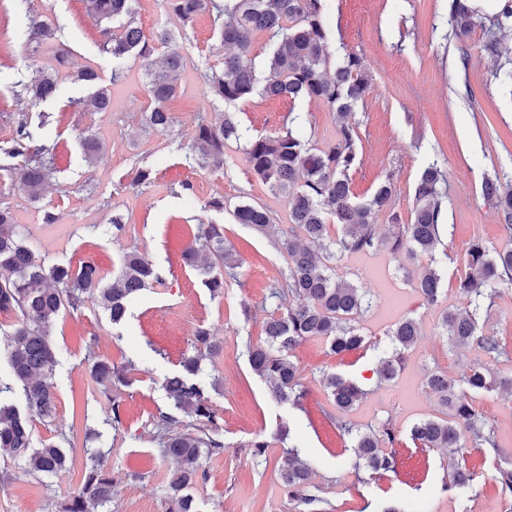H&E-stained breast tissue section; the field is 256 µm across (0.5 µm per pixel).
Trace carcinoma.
<instances>
[{
  "label": "carcinoma",
  "instance_id": "1",
  "mask_svg": "<svg viewBox=\"0 0 512 512\" xmlns=\"http://www.w3.org/2000/svg\"><path fill=\"white\" fill-rule=\"evenodd\" d=\"M86 11L105 23L102 51L112 56V81L123 76L122 60L135 54L146 61L151 109L150 127L165 131L172 123L167 103L177 92V76L184 56L171 44L175 32L162 29L148 40L138 26L133 0H83ZM167 7L184 23L209 10L218 23L224 46L220 66H211L205 74L211 93L227 104H235L255 94L269 98L304 99L321 102L336 112V139L316 147L303 139L298 130L300 117H292L282 130L271 136L246 135L236 117L226 112L217 121L202 116L192 139L181 146L186 156L201 168L224 166V147L234 142L244 154L252 173L270 193L288 207V233L277 239V248L286 254L288 270L271 285L268 298L275 303L265 323V338L248 344V362L257 376L270 384L272 396L280 403L302 404L305 396L303 377L291 352L304 340L318 338L332 354L352 352L367 346L359 318L370 307L352 282L340 276L331 262L349 254H371L385 250L410 261L433 257L445 247L447 225L443 223V199L447 177L437 162L424 169L414 184V204L410 221L402 223L392 210L394 183L386 176L364 198L351 189L350 173L360 163L359 126L352 121L356 105L364 100L371 76L362 58L346 53L328 74V39L321 14L320 0H166ZM448 15L456 38L465 37L476 23L468 0H448ZM119 22L115 28L111 23ZM512 29V0H498V11L490 22L482 49L489 55L501 54L499 33ZM262 33L270 47L266 73L261 76L250 58L253 36ZM56 30L44 19L35 21L27 11L26 45L34 54L51 51V61L30 75L19 73L16 87L31 106L57 96L62 69L68 64V52L55 45ZM77 80L92 88V93L75 101L87 112H108L112 98L98 70L87 67ZM31 127L20 122L9 147L0 150L8 158L21 162V187L28 197L38 200L54 173L48 155L51 146L35 144L39 131L52 124L53 115L38 114ZM483 195L492 201L512 231V188L493 179L482 185ZM389 212L394 228L390 239L377 235L376 216ZM233 217L261 233L272 225L270 212L242 203L234 207ZM337 226V236L329 234L328 218ZM182 260L204 276V285L214 297L224 296L227 280L236 278L241 267L233 245L224 235V225L199 224L194 240L183 251ZM465 264L470 269L459 287L470 294L471 308L446 309L438 321L440 335L452 345H463L493 359L507 355L501 337L479 328V317L488 312L503 288L512 287V249L490 251L477 241L470 245ZM159 280L151 264L134 250L125 252L119 271L105 283L98 268L85 263L76 269L49 266L27 243L15 223L12 211L0 207V310H12L17 319L4 339V356L12 383L0 382V455L25 460L29 473L52 475L70 462L65 449L54 442L33 446L34 419H52L56 414V393L52 383L57 364L51 328L65 310H79L85 295L97 294L100 305L114 324L120 323L140 292ZM415 291L429 304L438 303L443 293V273L428 266L414 284ZM418 327L406 317L389 331L392 352L379 361V381L392 382L401 372L403 354L415 343ZM192 353L183 357L180 373L167 377L164 387L176 409L194 415L203 423L200 433L173 430L176 419L161 412L154 419L158 445L163 457L176 463L169 491L177 512H196L193 500L182 490L200 474L201 454L218 455L224 441L218 429L208 382L201 372L202 359L219 346L204 326L198 327L191 343ZM105 361L92 365V375L105 395L116 383L127 384L126 370ZM321 381L329 391L336 410L350 412L367 391L354 380L336 372L321 371ZM425 388L451 419L430 417L414 423L409 438L417 448H445L464 456L473 448L485 454L497 452L495 430L480 417L473 405L475 395L512 392V377L491 374L478 360L470 363L458 380L443 372L428 375ZM20 391L22 406L11 403V395ZM336 428L348 436L355 460L353 470L358 481L366 483L382 471L398 465L394 445L399 441L391 419L375 428L360 431L350 423L336 420ZM81 483L62 512H97L110 501L113 480L105 468L103 456L92 454L84 463ZM289 503L295 512H325L330 502L317 495L311 484V465L300 457L297 447L284 452L279 466ZM492 484L512 512V466H498ZM474 474L459 466L451 474L448 488L473 485Z\"/></svg>",
  "mask_w": 512,
  "mask_h": 512
}]
</instances>
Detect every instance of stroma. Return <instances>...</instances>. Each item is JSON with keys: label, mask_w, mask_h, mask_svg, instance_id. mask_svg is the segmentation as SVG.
Returning a JSON list of instances; mask_svg holds the SVG:
<instances>
[{"label": "stroma", "mask_w": 512, "mask_h": 512, "mask_svg": "<svg viewBox=\"0 0 512 512\" xmlns=\"http://www.w3.org/2000/svg\"><path fill=\"white\" fill-rule=\"evenodd\" d=\"M33 10L61 30L71 57V70L85 66L110 78L112 60L100 51L101 27L88 15L82 0H30ZM332 59L352 51L362 57L372 78L366 98L354 119L360 126L361 163L351 174L358 197L392 176L393 211L409 217L413 187L421 171L439 161L448 176L445 200L446 239L450 259L444 268L443 295L438 305H427L413 288V279L428 257L400 268L388 252L349 255L337 271L365 291L372 301L360 327L372 344L384 340L399 319L410 317L420 335L396 382L377 386V361L370 346L350 353H329L319 339L297 346L293 360L300 367L306 390L301 407L277 402L266 383L250 369L247 343L264 339V325L274 305L267 300L269 284L286 267L273 242L288 228V209L270 194L250 171L236 144L224 149V165L203 169L185 158L182 149L193 136L199 117L218 119L225 107L209 92L203 74L217 64L224 51L213 17L203 12L191 25H181L164 0H136V21L145 35L159 27L184 34L178 49L185 65L177 80V96L169 104L173 125L164 132L148 128L144 115L150 104L144 63L136 56L124 63L121 81L111 85L112 109L84 112L75 99L89 87L63 77L60 95L27 108L14 93V69H37L49 62L46 54L29 55L15 36L22 18L14 0H0V148L13 138L16 122L35 121L38 112H50L55 121L46 129L54 150L55 173L40 200L20 190V172L0 170V205L12 209L29 243L47 264L79 267L92 262L104 280H111L125 250L137 249L160 279L143 291L120 324H112L97 298H86L74 312L56 320L52 335L58 351L53 383L57 395L55 421L34 420L35 441L66 432L76 458L85 451L104 454L114 485L112 499L101 512H175L168 493L174 468L163 459L154 438L158 413H175L176 428L194 431L197 422L175 412L163 381L180 369L198 326L209 328L220 352L204 360L202 368L218 382L213 398L224 451L202 456V478L189 493L198 512H293L279 479V461L287 445L298 447L313 466L312 483L332 504H346L349 512H378L383 499L411 502L419 512H504L503 501L492 488L496 464L512 463V396L482 394L475 409L495 429L499 448L492 458L471 451L465 466L476 475L473 487L446 491L455 466L447 451L417 448L407 433L416 421L439 415L437 402L423 390L434 371L460 378L478 359L475 350L450 345L437 328L443 308L466 309L468 297L459 282L468 269L465 254L473 241L489 248H512V233L502 216L484 197L485 179L512 183V87L494 81L497 58L483 52L484 27L494 15L483 7L465 41L449 39L448 0H321ZM248 134L273 135L286 124L289 113L306 118L304 136L316 145L336 137L337 116L306 100L253 96L229 107ZM92 136L103 145L93 163L81 158L80 141ZM151 172V181L138 185V168ZM219 198L223 210L207 209ZM247 201L268 209L271 233L261 234L235 223L232 211ZM54 212L53 224L42 221ZM392 211V212H393ZM123 215L126 230L112 234L113 213ZM223 225L242 262L239 281L228 283L222 297H212L199 273L184 265L182 252L199 222ZM118 365L133 361V382L121 388L122 423L106 424L108 402L91 375L96 360ZM345 373L370 393L346 419L365 430L392 419L402 436L395 445L396 471L358 482L354 453L336 428L337 411L319 380L321 371ZM290 429L289 443L275 440L279 426ZM271 438L264 456L248 446L257 435ZM0 512H61L80 480L79 469L52 476H32L22 460L0 457Z\"/></svg>", "instance_id": "stroma-1"}]
</instances>
